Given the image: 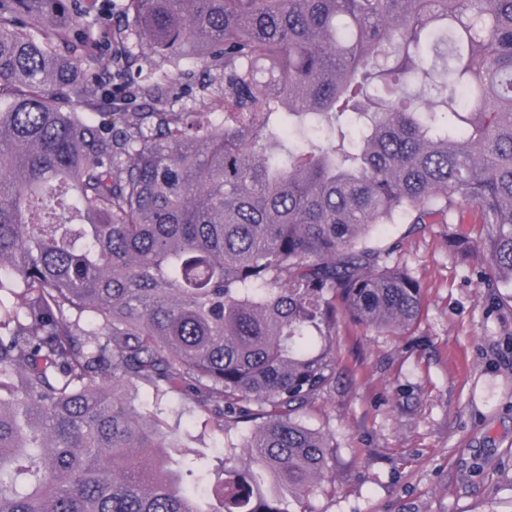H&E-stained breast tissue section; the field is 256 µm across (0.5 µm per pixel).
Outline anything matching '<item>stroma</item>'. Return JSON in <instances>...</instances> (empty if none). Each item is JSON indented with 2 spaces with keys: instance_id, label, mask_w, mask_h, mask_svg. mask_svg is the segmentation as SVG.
Instances as JSON below:
<instances>
[{
  "instance_id": "1",
  "label": "stroma",
  "mask_w": 512,
  "mask_h": 512,
  "mask_svg": "<svg viewBox=\"0 0 512 512\" xmlns=\"http://www.w3.org/2000/svg\"><path fill=\"white\" fill-rule=\"evenodd\" d=\"M464 218L372 233L420 281L422 315L401 335L339 323L336 380L300 414L336 440L331 481L291 512H512V288L489 287L479 256L450 247L472 231ZM166 405L182 444L221 451L180 395Z\"/></svg>"
}]
</instances>
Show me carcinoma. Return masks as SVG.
Segmentation results:
<instances>
[{
  "label": "carcinoma",
  "instance_id": "1",
  "mask_svg": "<svg viewBox=\"0 0 512 512\" xmlns=\"http://www.w3.org/2000/svg\"><path fill=\"white\" fill-rule=\"evenodd\" d=\"M466 209L512 288V0H0V512L317 495L336 325L423 309L369 237ZM174 392L223 437L215 505Z\"/></svg>",
  "mask_w": 512,
  "mask_h": 512
}]
</instances>
